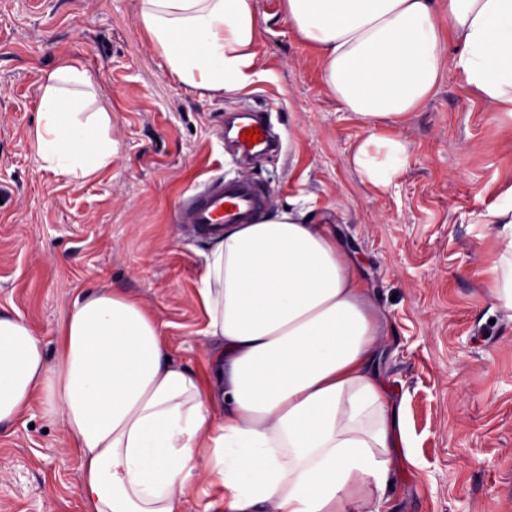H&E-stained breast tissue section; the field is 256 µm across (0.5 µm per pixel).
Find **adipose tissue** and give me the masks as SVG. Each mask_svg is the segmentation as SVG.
Returning <instances> with one entry per match:
<instances>
[{"label": "adipose tissue", "mask_w": 512, "mask_h": 512, "mask_svg": "<svg viewBox=\"0 0 512 512\" xmlns=\"http://www.w3.org/2000/svg\"><path fill=\"white\" fill-rule=\"evenodd\" d=\"M318 52L326 88L367 124L398 122L429 97L445 40L467 83L512 117V0H283ZM139 21L167 72L213 93L254 78V0H140ZM31 145L73 180L107 170L112 117L91 74L69 64L41 86ZM391 140L356 165L389 184L407 162ZM195 301L208 375L174 363L153 314L114 290L77 297L59 329L58 365L22 319L0 314V423L40 395L61 413L91 512H180L194 481L217 512H387L411 455L402 408L375 369L386 332L334 233L286 208L228 224L205 257Z\"/></svg>", "instance_id": "obj_1"}]
</instances>
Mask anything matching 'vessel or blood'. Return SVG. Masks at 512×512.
I'll use <instances>...</instances> for the list:
<instances>
[{
  "mask_svg": "<svg viewBox=\"0 0 512 512\" xmlns=\"http://www.w3.org/2000/svg\"><path fill=\"white\" fill-rule=\"evenodd\" d=\"M239 136L235 142L245 154H267L279 149L280 143L271 136L266 118L261 112L241 113ZM257 129L260 139L247 144L242 132ZM262 190L243 175L209 180L202 189L182 196L176 207L179 223L190 225L201 236L223 231L228 224L256 223L265 208Z\"/></svg>",
  "mask_w": 512,
  "mask_h": 512,
  "instance_id": "vessel-or-blood-1",
  "label": "vessel or blood"
}]
</instances>
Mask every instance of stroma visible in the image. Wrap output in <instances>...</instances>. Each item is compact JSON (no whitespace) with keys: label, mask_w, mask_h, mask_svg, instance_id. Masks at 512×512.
<instances>
[{"label":"stroma","mask_w":512,"mask_h":512,"mask_svg":"<svg viewBox=\"0 0 512 512\" xmlns=\"http://www.w3.org/2000/svg\"><path fill=\"white\" fill-rule=\"evenodd\" d=\"M254 7L258 74L213 97L166 72L137 0H0V313L31 326L52 366L76 297L118 288L152 312L172 360L205 375L195 294L211 243L174 207L209 178L250 176L268 212L301 207L329 225L370 290L388 334L378 373L414 459L392 512H512V309L489 275L512 238L479 220L512 193V118L467 84L449 41L431 95L368 126L328 91L282 0ZM67 61L103 87L117 143L85 182L44 169L30 143L39 87ZM244 108L267 110L280 151L246 160L225 146L219 128ZM389 139L408 160L384 186L353 156ZM80 475L42 401L0 425V512H89Z\"/></svg>","instance_id":"35a3bbf8"}]
</instances>
